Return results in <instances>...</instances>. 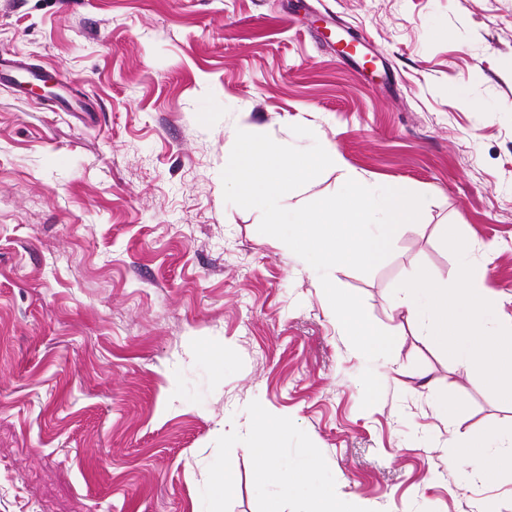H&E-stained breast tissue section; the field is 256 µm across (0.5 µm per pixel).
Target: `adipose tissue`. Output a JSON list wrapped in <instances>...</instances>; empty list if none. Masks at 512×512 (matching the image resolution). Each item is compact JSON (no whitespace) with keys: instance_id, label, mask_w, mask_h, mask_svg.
Instances as JSON below:
<instances>
[{"instance_id":"ef3b65f1","label":"adipose tissue","mask_w":512,"mask_h":512,"mask_svg":"<svg viewBox=\"0 0 512 512\" xmlns=\"http://www.w3.org/2000/svg\"><path fill=\"white\" fill-rule=\"evenodd\" d=\"M442 232L457 248L455 278L446 281L420 269L404 284L399 304L409 313L426 310L427 320L421 327L426 341L449 358L479 369L490 388L512 396V320L491 321L498 298L477 273L469 243L456 226H445ZM283 425V419L255 408L248 453L256 481L275 480L286 496L308 488L306 512H354L353 503L338 496L335 487L313 484V473L324 465L321 456H310L305 465L285 473L273 470L271 436ZM445 455L449 467H473L491 483L512 481V432L493 437L483 429L466 431L446 448Z\"/></svg>"}]
</instances>
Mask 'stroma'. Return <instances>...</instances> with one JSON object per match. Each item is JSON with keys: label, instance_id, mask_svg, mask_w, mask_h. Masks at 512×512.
Returning <instances> with one entry per match:
<instances>
[{"label": "stroma", "instance_id": "1", "mask_svg": "<svg viewBox=\"0 0 512 512\" xmlns=\"http://www.w3.org/2000/svg\"><path fill=\"white\" fill-rule=\"evenodd\" d=\"M1 53L73 107L0 79V512H212L217 468L222 512H301L305 491L254 479L257 404L288 421L277 469L317 453L315 482L361 512H512L511 483L443 454L512 430V399L395 307L419 268L455 277L456 224L512 318V0H0ZM296 124L426 197L370 273L333 272L394 335L389 363L224 200L237 130L299 148ZM236 486V476L228 471L217 472L209 487V493L211 499L216 503L224 502V499L231 496Z\"/></svg>", "mask_w": 512, "mask_h": 512}]
</instances>
